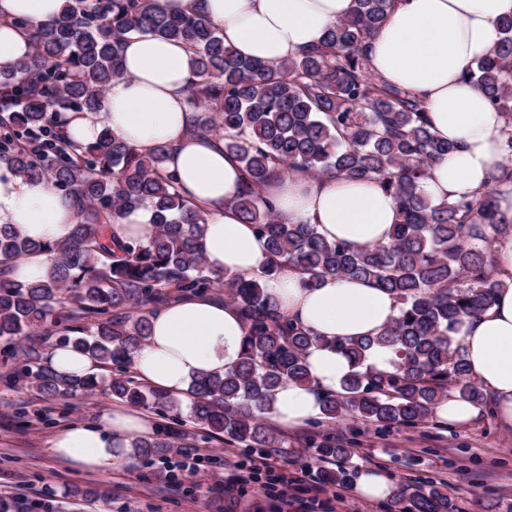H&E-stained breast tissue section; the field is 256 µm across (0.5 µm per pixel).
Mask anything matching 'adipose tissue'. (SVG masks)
I'll return each mask as SVG.
<instances>
[{
	"mask_svg": "<svg viewBox=\"0 0 512 512\" xmlns=\"http://www.w3.org/2000/svg\"><path fill=\"white\" fill-rule=\"evenodd\" d=\"M353 0H152L155 10L189 12L204 7L225 45L266 63L297 57L324 31L346 17ZM65 0H0V72L13 71L30 55L29 34L14 26L25 17L45 22ZM512 15V0H396L372 40L370 65L382 80L423 95L429 127L452 144L424 184L434 201L498 192L501 217L512 222V183L494 184L503 157L505 116L493 110L464 71L494 48L497 22ZM124 75L112 84L100 112L72 115L68 130L83 143L109 129L139 149L165 146L166 168L183 194L208 214L201 247L215 272L259 277L281 311L328 339L341 342L376 335L398 313L395 299L368 280L325 276L316 286L285 266L267 274L270 257L253 225L228 203L240 190L242 167L225 153L223 139L189 134L191 91L197 81L185 45L151 34L128 37ZM290 220L315 225L329 240L360 250L388 242L397 213L393 198L371 180L291 176L271 190ZM77 211L50 181L21 178L0 162V223L22 237L54 242L68 236ZM496 270L504 283L495 303L467 317L455 336L473 379L493 396L502 424H512V237L494 245ZM151 334L130 354L137 377L168 394L184 396L194 381L234 368L243 353L245 330L233 307L194 297L151 316ZM312 384L294 382L274 391L268 412L291 426L320 413L319 391H333L351 371L348 359L329 347L308 356ZM150 421L126 408L92 425H71L50 442V453L83 472L134 464L132 444L150 434Z\"/></svg>",
	"mask_w": 512,
	"mask_h": 512,
	"instance_id": "adipose-tissue-1",
	"label": "adipose tissue"
}]
</instances>
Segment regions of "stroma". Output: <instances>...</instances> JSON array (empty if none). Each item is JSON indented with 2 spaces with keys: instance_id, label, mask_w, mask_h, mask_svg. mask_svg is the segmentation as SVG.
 <instances>
[{
  "instance_id": "stroma-1",
  "label": "stroma",
  "mask_w": 512,
  "mask_h": 512,
  "mask_svg": "<svg viewBox=\"0 0 512 512\" xmlns=\"http://www.w3.org/2000/svg\"><path fill=\"white\" fill-rule=\"evenodd\" d=\"M122 403L103 394L49 402L36 390L0 381V485L25 482L31 500L52 498L57 512H213L217 493L208 487H168L170 451L131 468L88 473L69 468L48 453L62 427L97 423ZM26 410V423L17 413ZM284 446L271 462L319 466L315 443L330 438L354 450L356 471L386 474L398 492L438 487L454 512H512V428L480 413L471 423L447 430L430 424L382 429L344 418L328 423L317 417L283 426L264 419Z\"/></svg>"
}]
</instances>
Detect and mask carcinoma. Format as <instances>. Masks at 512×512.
Masks as SVG:
<instances>
[{"mask_svg": "<svg viewBox=\"0 0 512 512\" xmlns=\"http://www.w3.org/2000/svg\"><path fill=\"white\" fill-rule=\"evenodd\" d=\"M394 0H353L351 14L328 28L295 58L265 64L241 57L205 12L156 13L150 0H67L54 19H14L35 41L16 70L0 73V161L24 178L49 180L73 199L78 221L63 241L36 243L0 224V354L5 380L28 385L45 400L64 401L104 388L133 406L178 413L181 401L127 375L129 351L150 336L149 315L185 298L224 289L245 327L237 367L194 383L188 405L206 440L219 435L247 448H279L260 420L268 396L290 381L311 382L308 351L325 340L288 315L267 295L260 279L220 275L200 245L207 215L182 193L165 169L167 149L140 150L110 130L80 143L68 134L73 112H98L112 82L123 75L122 49L130 34L146 32L181 42L192 52L198 81L190 95L189 133L222 135L237 156L243 181L231 205L252 224L270 255L267 273L285 264L315 285L326 275L370 280L390 293L398 314L378 336L338 343L356 370L341 390L321 399L329 422L349 416L383 429L429 422L453 391L481 406L477 384L453 334L464 318L489 308L502 288L492 243L512 234L499 217L496 189L474 199L434 202L423 189L431 168L451 144L435 136L419 94L370 74L372 37ZM493 51L466 69L469 81L506 115L504 157L512 158V16L497 23ZM299 173L312 179H369L393 196L398 223L391 238L363 250L327 241L315 225L292 223L266 190ZM151 210L157 230L147 243L110 233L115 217ZM33 252L51 255L40 277L20 281L15 262ZM60 336L62 344L118 372L63 377L42 361V344L21 347L33 332ZM375 345L393 349L395 371L365 365ZM161 428L140 441L144 459L172 448ZM318 455L338 462L322 478L349 485L351 449L332 440ZM401 512H451L436 491H413Z\"/></svg>", "mask_w": 512, "mask_h": 512, "instance_id": "cac0c4a2", "label": "carcinoma"}]
</instances>
